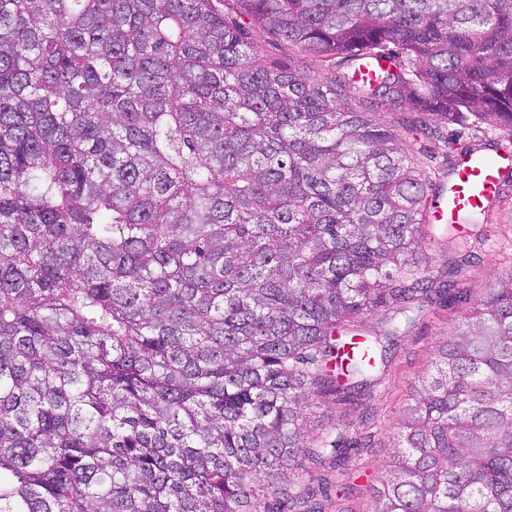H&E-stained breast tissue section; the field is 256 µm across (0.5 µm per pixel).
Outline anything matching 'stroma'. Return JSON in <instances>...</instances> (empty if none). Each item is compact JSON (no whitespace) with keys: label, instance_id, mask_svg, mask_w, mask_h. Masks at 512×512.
I'll list each match as a JSON object with an SVG mask.
<instances>
[{"label":"stroma","instance_id":"1","mask_svg":"<svg viewBox=\"0 0 512 512\" xmlns=\"http://www.w3.org/2000/svg\"><path fill=\"white\" fill-rule=\"evenodd\" d=\"M248 34L265 59L291 66L314 80L330 79L350 66L342 58L323 61L257 27L249 28ZM336 96L349 109L371 113L377 124L399 134L403 149L429 176L435 192L447 187L452 165L465 152L479 148L493 156L501 149H512L511 135L470 118L448 123L407 103L376 106L341 87ZM426 235L433 279L430 300L421 303L412 323L390 343L365 399L329 401L322 408L324 429L345 430L359 445L342 467L307 462L299 469L292 493L297 497L317 493L320 512H371L373 487L389 460L398 419L438 342L458 324L470 303L482 298L499 279L512 276V188L505 190L488 215H476L452 230L432 224Z\"/></svg>","mask_w":512,"mask_h":512}]
</instances>
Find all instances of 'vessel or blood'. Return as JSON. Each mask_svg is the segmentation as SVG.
<instances>
[{"label": "vessel or blood", "instance_id": "obj_1", "mask_svg": "<svg viewBox=\"0 0 512 512\" xmlns=\"http://www.w3.org/2000/svg\"><path fill=\"white\" fill-rule=\"evenodd\" d=\"M512 180V155L489 162L479 154L462 160L451 185L430 205L427 219L434 224L456 223L462 215L486 212L503 184Z\"/></svg>", "mask_w": 512, "mask_h": 512}]
</instances>
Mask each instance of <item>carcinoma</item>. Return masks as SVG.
<instances>
[{
	"instance_id": "1",
	"label": "carcinoma",
	"mask_w": 512,
	"mask_h": 512,
	"mask_svg": "<svg viewBox=\"0 0 512 512\" xmlns=\"http://www.w3.org/2000/svg\"><path fill=\"white\" fill-rule=\"evenodd\" d=\"M0 0V512H282L317 410L431 291L429 181L336 85L512 133V0ZM386 61L373 82L355 64ZM373 512H512V277L400 418ZM246 30L249 40L257 46L258 51L265 59L289 65L313 80H329L335 73L347 71L351 64L350 61L342 58L325 62L321 57L305 52L296 45L258 27L250 26Z\"/></svg>"
}]
</instances>
